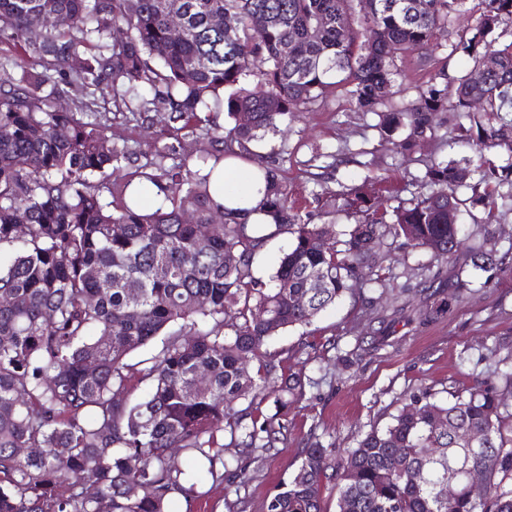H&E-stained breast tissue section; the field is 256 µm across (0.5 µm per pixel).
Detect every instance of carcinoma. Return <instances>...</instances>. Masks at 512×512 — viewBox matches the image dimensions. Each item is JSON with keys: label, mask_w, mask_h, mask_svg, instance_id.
<instances>
[{"label": "carcinoma", "mask_w": 512, "mask_h": 512, "mask_svg": "<svg viewBox=\"0 0 512 512\" xmlns=\"http://www.w3.org/2000/svg\"><path fill=\"white\" fill-rule=\"evenodd\" d=\"M465 3L0 0V44L16 51L0 59V295L9 298L0 306V512H168L173 494H195L226 472L239 492L284 429L262 404L304 396L299 376L279 382L281 361L263 350L267 339L310 324L361 281L381 282V239L447 259L464 244L460 205L482 203L493 221L494 196L512 198V163L485 160L469 184V166L431 161L420 182L435 190L391 210L355 186L333 192L317 174L316 207L302 212L279 170L267 169L269 224L219 209L199 175L207 159L164 164L182 133L198 130L230 153L234 145L248 153L298 108L319 107L345 86L354 111L379 117L380 135L407 129L401 155L435 133L439 113L463 112L469 125L457 127V139L512 158V41L495 36L512 22V0H478L477 25L452 46L464 71L441 69L408 106L380 110L396 58L428 47ZM54 17L66 24L35 28ZM175 17L179 39L169 35ZM257 56L268 68L251 90ZM108 89L118 110L168 116L173 142L157 149L156 172L144 174L165 193L151 212H137L147 191L129 198V180L119 202L101 197L126 159L107 135L100 101ZM62 95L75 111H56ZM32 99L48 106L35 112ZM474 100L482 109L473 114ZM219 112L231 126L216 122ZM462 188L470 200L458 197ZM336 200L356 220L326 244L315 219ZM185 213L194 223H182ZM217 215L220 230L203 235ZM284 233L291 243L265 281L255 258ZM230 252L233 266L224 263ZM495 253L475 248L473 270L493 264ZM148 345L149 357L127 362ZM133 381L146 388L138 402L125 398ZM226 433L238 448L229 458ZM19 448L40 452L20 456ZM181 453L203 466L184 469ZM471 469L483 476L478 490ZM328 482L336 512H512V368L453 384L446 400L418 387L340 460L336 449L311 444L265 512H324Z\"/></svg>", "instance_id": "cac0c4a2"}]
</instances>
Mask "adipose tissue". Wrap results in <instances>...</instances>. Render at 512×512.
<instances>
[{"instance_id":"ef3b65f1","label":"adipose tissue","mask_w":512,"mask_h":512,"mask_svg":"<svg viewBox=\"0 0 512 512\" xmlns=\"http://www.w3.org/2000/svg\"><path fill=\"white\" fill-rule=\"evenodd\" d=\"M259 172L258 166L247 163L242 157H225L209 176L214 201L229 209L247 210L249 223H269V216L259 209L264 196V185L256 180Z\"/></svg>"}]
</instances>
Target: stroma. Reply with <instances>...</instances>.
Instances as JSON below:
<instances>
[{"mask_svg": "<svg viewBox=\"0 0 512 512\" xmlns=\"http://www.w3.org/2000/svg\"><path fill=\"white\" fill-rule=\"evenodd\" d=\"M475 24V14L458 15L429 46L431 64H421L415 53L398 58L394 104L414 99L436 71H460L463 62L452 55V46L459 33ZM109 118L113 142L128 151L112 175L113 184L151 172L155 147L166 141L162 122L147 127L142 116L128 111L111 112ZM376 121L375 115L354 111L347 89L340 88L324 106L298 113L279 132L255 143L251 159L278 167L290 194L305 206L314 187L311 160L336 156L340 164L329 189L358 185L389 207L428 193V186L418 181L423 160L475 156L459 147L451 134L425 142L419 156H401L395 143L404 130L382 138L374 128ZM370 169L390 178L395 197L365 180ZM499 209L500 218L492 222L483 205L462 212L469 244L488 238L498 253L512 252V203H500ZM381 249L387 255L382 283H362L360 291L311 325L267 341V353L276 355L286 372L301 373L308 384L299 402L280 409L270 401L264 404L265 413H279L284 440L241 487L240 512H264L268 495L295 472L310 443L340 452L354 448L371 426L390 422L404 394L422 384L438 392L454 381L472 384L512 350L511 262L491 265L472 278L467 255L443 261L430 251L412 250L387 238ZM432 310L437 313L433 320L427 317Z\"/></svg>", "mask_w": 512, "mask_h": 512, "instance_id": "35a3bbf8", "label": "stroma"}]
</instances>
